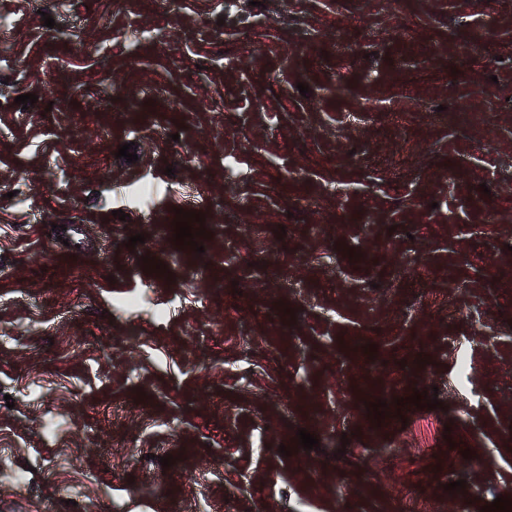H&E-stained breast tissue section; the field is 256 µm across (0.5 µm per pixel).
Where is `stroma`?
Wrapping results in <instances>:
<instances>
[{
	"mask_svg": "<svg viewBox=\"0 0 512 512\" xmlns=\"http://www.w3.org/2000/svg\"><path fill=\"white\" fill-rule=\"evenodd\" d=\"M0 14V512L512 498V0ZM389 388L402 417L367 432Z\"/></svg>",
	"mask_w": 512,
	"mask_h": 512,
	"instance_id": "1",
	"label": "stroma"
}]
</instances>
